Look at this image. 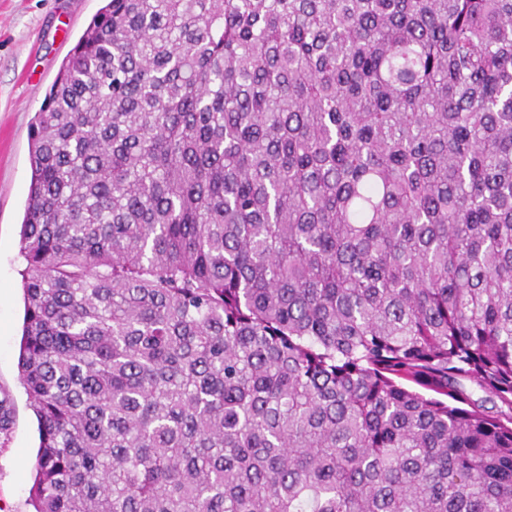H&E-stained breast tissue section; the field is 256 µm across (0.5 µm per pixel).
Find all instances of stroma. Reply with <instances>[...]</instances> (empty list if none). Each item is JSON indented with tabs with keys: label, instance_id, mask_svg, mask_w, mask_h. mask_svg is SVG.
<instances>
[{
	"label": "stroma",
	"instance_id": "obj_1",
	"mask_svg": "<svg viewBox=\"0 0 512 512\" xmlns=\"http://www.w3.org/2000/svg\"><path fill=\"white\" fill-rule=\"evenodd\" d=\"M103 4L0 0V399H7L13 417L10 429L0 431V512H34L30 488L39 432L18 368L29 128L64 58Z\"/></svg>",
	"mask_w": 512,
	"mask_h": 512
}]
</instances>
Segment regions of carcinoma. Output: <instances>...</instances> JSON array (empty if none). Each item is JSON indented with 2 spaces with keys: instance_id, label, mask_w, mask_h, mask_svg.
<instances>
[{
  "instance_id": "cac0c4a2",
  "label": "carcinoma",
  "mask_w": 512,
  "mask_h": 512,
  "mask_svg": "<svg viewBox=\"0 0 512 512\" xmlns=\"http://www.w3.org/2000/svg\"><path fill=\"white\" fill-rule=\"evenodd\" d=\"M30 164L34 512H512V0H108Z\"/></svg>"
}]
</instances>
